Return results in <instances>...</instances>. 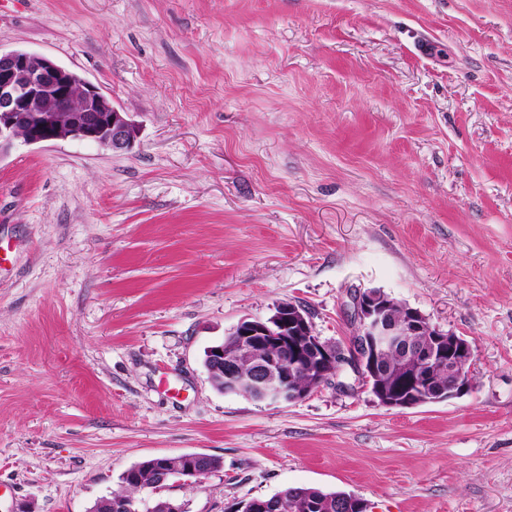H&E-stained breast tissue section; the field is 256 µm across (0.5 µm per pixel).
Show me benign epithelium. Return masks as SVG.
Listing matches in <instances>:
<instances>
[{
	"label": "benign epithelium",
	"instance_id": "obj_1",
	"mask_svg": "<svg viewBox=\"0 0 512 512\" xmlns=\"http://www.w3.org/2000/svg\"><path fill=\"white\" fill-rule=\"evenodd\" d=\"M137 137V126L112 100L54 60L26 49L0 50V155L15 144L33 145L58 140H85L99 147L123 152ZM398 301L372 290L351 296V318L355 331L345 346L321 339L311 313L285 302L266 318L246 317L229 331L235 337L233 354L225 356L224 344L208 348V370L214 378L236 384L233 357L251 355L274 342L282 349L271 361L279 379H271L268 365L256 362L246 382L254 389V400L270 404L301 400L321 386L336 383L349 367L355 383L371 389L388 408L408 409L459 397L471 389L472 348L464 338L432 325L418 310L394 315ZM427 332L426 346L411 345L410 337ZM406 347L398 384L381 382L385 354L396 346ZM313 366L312 384L300 389L295 375ZM207 457L195 453L188 458L185 476L202 482L213 472Z\"/></svg>",
	"mask_w": 512,
	"mask_h": 512
}]
</instances>
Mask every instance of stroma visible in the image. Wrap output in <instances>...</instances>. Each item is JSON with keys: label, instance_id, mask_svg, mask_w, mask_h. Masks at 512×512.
Masks as SVG:
<instances>
[{"label": "stroma", "instance_id": "35a3bbf8", "mask_svg": "<svg viewBox=\"0 0 512 512\" xmlns=\"http://www.w3.org/2000/svg\"><path fill=\"white\" fill-rule=\"evenodd\" d=\"M0 47L139 127L0 156V512H88L192 452L223 465L172 479L190 512L288 486L512 512V0H0ZM370 288L469 341L468 393L210 384L242 318L291 302L342 343ZM156 472L153 465H151V459L142 461L126 471L120 476V488L116 491H112L111 494L102 496L97 499L93 508L95 512H118L114 509L113 505L115 501V508H118L124 512H134L138 510L139 503L134 501L126 502L124 500L136 499V495L142 490L153 488L161 491L166 485L154 486L156 482Z\"/></svg>", "mask_w": 512, "mask_h": 512}]
</instances>
